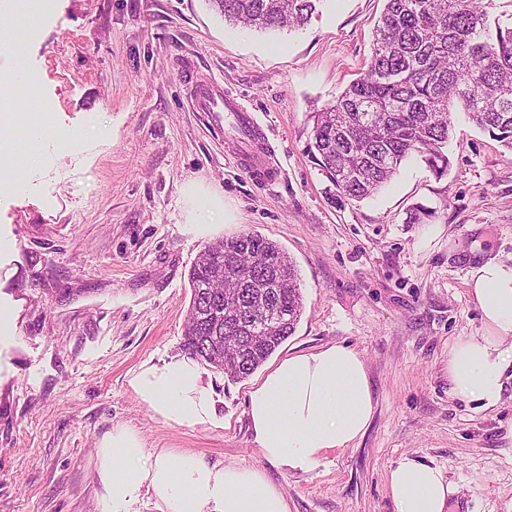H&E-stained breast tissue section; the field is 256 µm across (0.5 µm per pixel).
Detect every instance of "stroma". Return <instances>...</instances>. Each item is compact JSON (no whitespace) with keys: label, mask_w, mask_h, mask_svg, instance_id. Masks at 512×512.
Returning <instances> with one entry per match:
<instances>
[{"label":"stroma","mask_w":512,"mask_h":512,"mask_svg":"<svg viewBox=\"0 0 512 512\" xmlns=\"http://www.w3.org/2000/svg\"><path fill=\"white\" fill-rule=\"evenodd\" d=\"M385 0H318L304 28L225 21L211 0H55L23 54L39 98L15 99L0 173L26 151L25 118L49 105L42 162L0 187V512H97L96 447L113 426L147 448L260 467L288 512H395L386 478L413 458L457 489L448 512H512V368L501 400L452 393L448 347L482 332L469 272L512 260V150L451 106L449 165L412 156L363 201L338 203L310 148L312 114L367 68ZM217 79L263 126L278 180L262 187L240 144L194 111L182 71ZM218 198L227 236L258 232L300 274L304 312L274 360L342 344L364 360L375 411L312 472L267 464L250 429L255 377L213 375L220 428L162 421L133 391L144 364L183 354L188 273L205 239L188 187Z\"/></svg>","instance_id":"stroma-1"}]
</instances>
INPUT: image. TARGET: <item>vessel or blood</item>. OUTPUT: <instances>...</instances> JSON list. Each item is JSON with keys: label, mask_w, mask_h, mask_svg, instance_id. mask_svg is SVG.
Here are the masks:
<instances>
[{"label": "vessel or blood", "mask_w": 512, "mask_h": 512, "mask_svg": "<svg viewBox=\"0 0 512 512\" xmlns=\"http://www.w3.org/2000/svg\"><path fill=\"white\" fill-rule=\"evenodd\" d=\"M191 103L196 111L207 113L214 130L231 128L243 140L241 165L255 183L264 186L275 183L278 170L258 147L263 130L238 98L225 94L219 83L207 81L197 84Z\"/></svg>", "instance_id": "1"}]
</instances>
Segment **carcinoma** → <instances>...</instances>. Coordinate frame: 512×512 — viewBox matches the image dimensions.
Here are the masks:
<instances>
[{"mask_svg":"<svg viewBox=\"0 0 512 512\" xmlns=\"http://www.w3.org/2000/svg\"><path fill=\"white\" fill-rule=\"evenodd\" d=\"M368 69L313 115L311 147L338 192L360 201L421 154L448 170V102L512 150V22H490L484 0H385ZM224 20L264 30L308 23L315 0H213ZM185 351L233 380L252 375L303 312L296 266L276 242L248 232L214 242L192 264ZM274 305L278 329L249 317Z\"/></svg>","mask_w":512,"mask_h":512,"instance_id":"cac0c4a2","label":"carcinoma"}]
</instances>
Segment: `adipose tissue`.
Returning a JSON list of instances; mask_svg holds the SVG:
<instances>
[{"mask_svg":"<svg viewBox=\"0 0 512 512\" xmlns=\"http://www.w3.org/2000/svg\"><path fill=\"white\" fill-rule=\"evenodd\" d=\"M470 285L485 330L449 346L448 382L457 394L488 409L498 405L505 373L512 368V264L487 259L471 270ZM131 386L163 421L187 427L224 424L213 378L194 358L143 366ZM373 412L365 364L356 351L339 344L284 358L247 401L262 458L303 473L319 467L328 450L362 437ZM96 466L103 488L98 512H135L147 490L162 512H288L285 496L263 469L151 450L135 429L123 425L100 440ZM387 487L396 512H448L455 492L442 468L413 458L390 468Z\"/></svg>","mask_w":512,"mask_h":512,"instance_id":"obj_1","label":"adipose tissue"}]
</instances>
